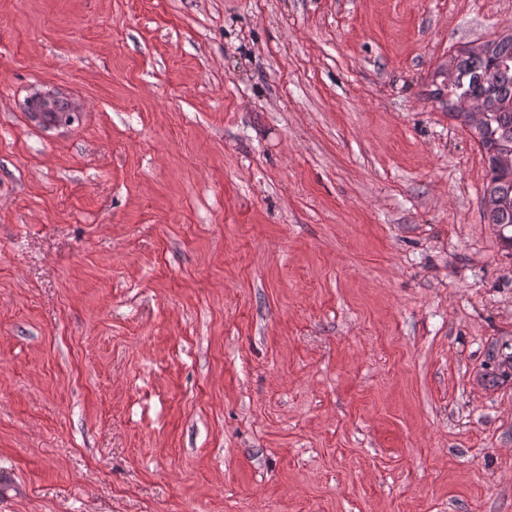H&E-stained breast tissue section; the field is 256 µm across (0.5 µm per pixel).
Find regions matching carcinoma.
Listing matches in <instances>:
<instances>
[{
	"mask_svg": "<svg viewBox=\"0 0 512 512\" xmlns=\"http://www.w3.org/2000/svg\"><path fill=\"white\" fill-rule=\"evenodd\" d=\"M450 65L454 79L448 96L477 101L488 113L485 126L473 130L488 164L484 201L490 207L484 216L490 224L512 228V169L498 163L499 154L512 151V35L476 48H461ZM75 118L69 102L62 98L39 112L44 126L67 124Z\"/></svg>",
	"mask_w": 512,
	"mask_h": 512,
	"instance_id": "cac0c4a2",
	"label": "carcinoma"
}]
</instances>
